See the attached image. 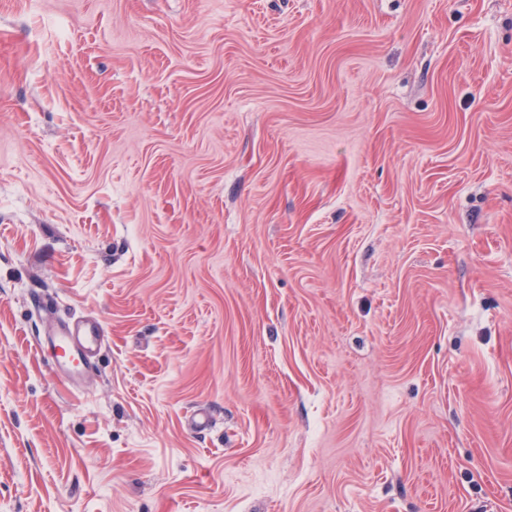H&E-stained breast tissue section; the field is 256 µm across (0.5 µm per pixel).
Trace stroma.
<instances>
[{
	"label": "stroma",
	"instance_id": "1",
	"mask_svg": "<svg viewBox=\"0 0 512 512\" xmlns=\"http://www.w3.org/2000/svg\"><path fill=\"white\" fill-rule=\"evenodd\" d=\"M0 512H512V0H0ZM100 323H85L77 329L59 327L48 336L54 350V371L71 381L83 377L90 370L88 353L96 350L103 339Z\"/></svg>",
	"mask_w": 512,
	"mask_h": 512
}]
</instances>
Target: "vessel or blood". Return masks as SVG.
<instances>
[{
  "instance_id": "b4317fda",
  "label": "vessel or blood",
  "mask_w": 512,
  "mask_h": 512,
  "mask_svg": "<svg viewBox=\"0 0 512 512\" xmlns=\"http://www.w3.org/2000/svg\"><path fill=\"white\" fill-rule=\"evenodd\" d=\"M101 340L102 327L97 323H87L77 329L64 326L54 330L48 342L53 349L51 359L55 372L70 380L88 374V354L98 348Z\"/></svg>"
}]
</instances>
